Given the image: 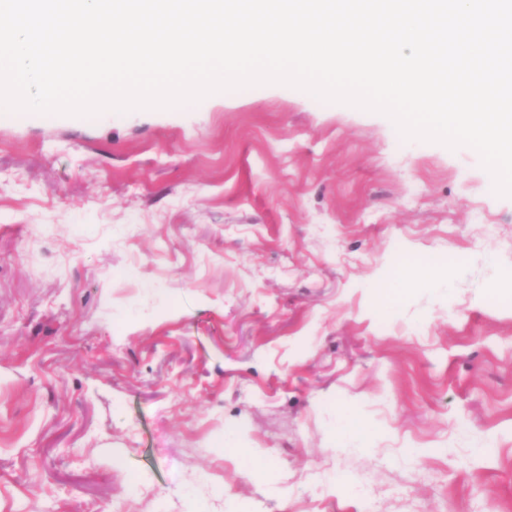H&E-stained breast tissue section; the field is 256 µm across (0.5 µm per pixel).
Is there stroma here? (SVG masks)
<instances>
[{
	"instance_id": "stroma-1",
	"label": "stroma",
	"mask_w": 512,
	"mask_h": 512,
	"mask_svg": "<svg viewBox=\"0 0 512 512\" xmlns=\"http://www.w3.org/2000/svg\"><path fill=\"white\" fill-rule=\"evenodd\" d=\"M510 271L478 154L378 113L0 112V512H512Z\"/></svg>"
}]
</instances>
